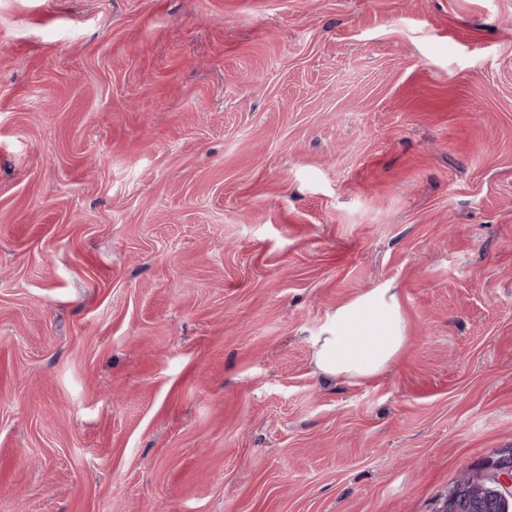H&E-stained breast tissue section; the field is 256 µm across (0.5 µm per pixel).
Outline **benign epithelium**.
<instances>
[{
  "label": "benign epithelium",
  "instance_id": "1",
  "mask_svg": "<svg viewBox=\"0 0 512 512\" xmlns=\"http://www.w3.org/2000/svg\"><path fill=\"white\" fill-rule=\"evenodd\" d=\"M439 512H512V457L491 463L487 472L463 476Z\"/></svg>",
  "mask_w": 512,
  "mask_h": 512
}]
</instances>
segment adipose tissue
Wrapping results in <instances>:
<instances>
[{"instance_id": "adipose-tissue-1", "label": "adipose tissue", "mask_w": 512, "mask_h": 512, "mask_svg": "<svg viewBox=\"0 0 512 512\" xmlns=\"http://www.w3.org/2000/svg\"><path fill=\"white\" fill-rule=\"evenodd\" d=\"M407 341L398 289L373 288L327 317L314 339L312 356L321 374L359 384L393 364Z\"/></svg>"}]
</instances>
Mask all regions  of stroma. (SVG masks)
<instances>
[{"instance_id":"obj_1","label":"stroma","mask_w":512,"mask_h":512,"mask_svg":"<svg viewBox=\"0 0 512 512\" xmlns=\"http://www.w3.org/2000/svg\"><path fill=\"white\" fill-rule=\"evenodd\" d=\"M401 291L371 381L312 343ZM512 452V0H0V512H438ZM407 341L399 288H373L327 317L312 356L321 374L359 384L393 364Z\"/></svg>"}]
</instances>
